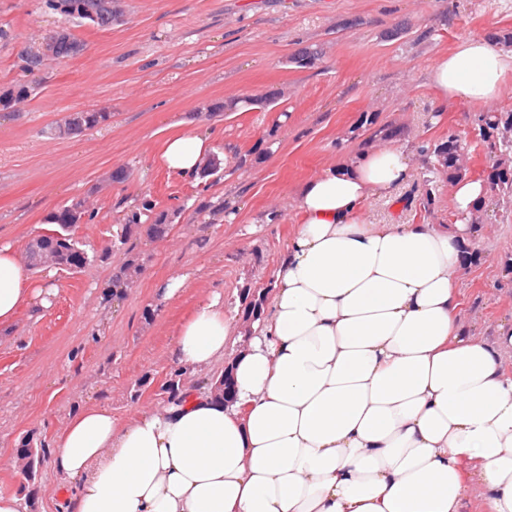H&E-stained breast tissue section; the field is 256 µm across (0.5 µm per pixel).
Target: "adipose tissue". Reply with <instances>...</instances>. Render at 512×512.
<instances>
[{"label": "adipose tissue", "mask_w": 512, "mask_h": 512, "mask_svg": "<svg viewBox=\"0 0 512 512\" xmlns=\"http://www.w3.org/2000/svg\"><path fill=\"white\" fill-rule=\"evenodd\" d=\"M510 72L512 49L468 36L429 79L478 107ZM212 149L187 128L159 159L190 176ZM411 162L385 145L302 185L265 311L231 360L235 403L201 390L121 422L101 406L68 420L57 448L74 512H512V327L476 336L458 316L473 228L366 218ZM35 302L49 305L0 244V326ZM235 329L220 295L201 300L177 330L178 363L211 367Z\"/></svg>", "instance_id": "1"}]
</instances>
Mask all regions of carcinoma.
Instances as JSON below:
<instances>
[{
  "mask_svg": "<svg viewBox=\"0 0 512 512\" xmlns=\"http://www.w3.org/2000/svg\"><path fill=\"white\" fill-rule=\"evenodd\" d=\"M109 0H46L47 6L59 13L67 22H78L98 30L111 29L110 10L106 8ZM467 151L481 148L489 160V166L483 184L486 196L497 198V205L504 212L512 211V110L482 112L477 117L476 134L473 139L451 133L439 143H430L422 147L428 158V172L433 174L435 182L444 181L450 185L462 179L468 168L459 165L456 147ZM79 204L64 205L52 212L48 223L55 229L39 235L48 246L57 249L66 261H74L75 265L67 270L77 271L89 262L88 253L81 248L80 242L74 237L76 225L69 223V217ZM269 289L241 290L243 313L259 314L268 302ZM20 451L27 457L26 475L19 487L24 489L36 479L37 469L42 465L45 451L31 443H24Z\"/></svg>",
  "mask_w": 512,
  "mask_h": 512,
  "instance_id": "cac0c4a2",
  "label": "carcinoma"
}]
</instances>
